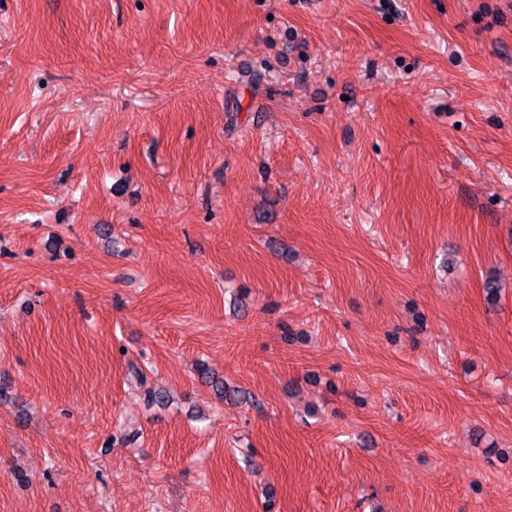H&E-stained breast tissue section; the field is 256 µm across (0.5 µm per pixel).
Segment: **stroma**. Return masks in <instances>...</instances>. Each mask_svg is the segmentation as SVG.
Segmentation results:
<instances>
[{"mask_svg": "<svg viewBox=\"0 0 512 512\" xmlns=\"http://www.w3.org/2000/svg\"><path fill=\"white\" fill-rule=\"evenodd\" d=\"M0 512H512V0H0Z\"/></svg>", "mask_w": 512, "mask_h": 512, "instance_id": "stroma-1", "label": "stroma"}]
</instances>
